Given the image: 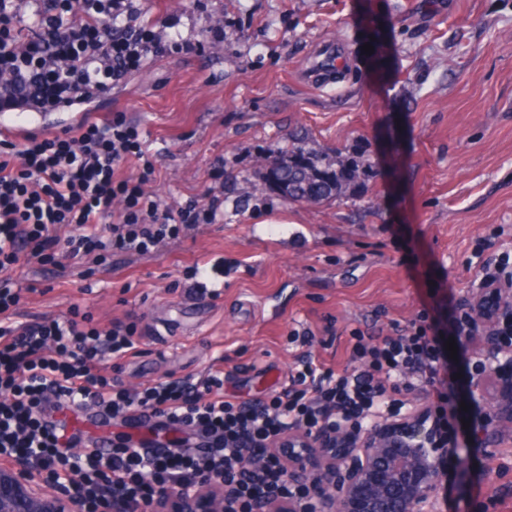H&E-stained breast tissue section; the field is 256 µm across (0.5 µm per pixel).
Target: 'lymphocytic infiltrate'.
<instances>
[{
	"label": "lymphocytic infiltrate",
	"mask_w": 512,
	"mask_h": 512,
	"mask_svg": "<svg viewBox=\"0 0 512 512\" xmlns=\"http://www.w3.org/2000/svg\"><path fill=\"white\" fill-rule=\"evenodd\" d=\"M142 13L141 0H0V96L55 104L119 84L169 49ZM28 19L32 35L16 38ZM156 172L138 126L120 112L29 134L0 153V459L41 456L46 476L88 512H107L115 499L151 504L156 486L190 471L214 476L230 512L261 500L289 512L296 497L281 473L293 459V427L307 428L303 454L337 456L346 436L402 413L399 393L435 375L440 351L420 324L358 329L348 365L335 369L314 356L316 335L306 330L287 388L242 398L225 394L223 373L210 370L126 389L110 366L135 345L134 325L121 318L102 323L75 306L11 324L25 290L7 277L21 260L96 265L107 252L146 254L215 222L223 164L200 197L174 207L156 193ZM74 406L100 409L114 427L111 441L86 440L78 461L62 453L77 433L54 418ZM247 454L262 467L245 469Z\"/></svg>",
	"instance_id": "lymphocytic-infiltrate-1"
}]
</instances>
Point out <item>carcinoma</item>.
Returning <instances> with one entry per match:
<instances>
[{
    "label": "carcinoma",
    "mask_w": 512,
    "mask_h": 512,
    "mask_svg": "<svg viewBox=\"0 0 512 512\" xmlns=\"http://www.w3.org/2000/svg\"><path fill=\"white\" fill-rule=\"evenodd\" d=\"M356 169L341 161L320 164L319 161L296 149L288 153V165L273 166L270 175L279 184L288 199L320 201L343 190L355 177Z\"/></svg>",
    "instance_id": "obj_1"
}]
</instances>
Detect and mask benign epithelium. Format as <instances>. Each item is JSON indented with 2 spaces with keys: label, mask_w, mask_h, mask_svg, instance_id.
<instances>
[{
  "label": "benign epithelium",
  "mask_w": 512,
  "mask_h": 512,
  "mask_svg": "<svg viewBox=\"0 0 512 512\" xmlns=\"http://www.w3.org/2000/svg\"><path fill=\"white\" fill-rule=\"evenodd\" d=\"M493 325L480 356L482 365L470 376V398L482 407L485 420L473 428L471 447L481 449L483 438L501 425L512 426V295L486 311L481 302L463 309L454 336L456 347L469 352L473 334L486 322ZM499 376L497 390L487 385V372ZM443 411L413 408L389 424L373 423L334 460L308 466L287 465L282 481L309 492L308 512H432L444 488L447 462L459 457L437 431ZM41 463L31 458L0 469V512H86L82 502L62 494L59 484L40 475ZM212 483L208 474L191 473L183 487L190 493L164 490L154 503H177L179 512H227L222 497L197 501L195 491Z\"/></svg>",
  "instance_id": "benign-epithelium-1"
}]
</instances>
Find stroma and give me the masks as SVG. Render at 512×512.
I'll list each match as a JSON object with an SVG mask.
<instances>
[{
	"instance_id": "35a3bbf8",
	"label": "stroma",
	"mask_w": 512,
	"mask_h": 512,
	"mask_svg": "<svg viewBox=\"0 0 512 512\" xmlns=\"http://www.w3.org/2000/svg\"><path fill=\"white\" fill-rule=\"evenodd\" d=\"M145 2V22L199 49L148 58L102 92L97 117L134 115L168 203L199 196L223 161L224 204L216 223L143 257L58 276L22 263L16 322L74 306L128 317L136 347L112 362L122 381L220 369L226 392L244 397L287 388L300 351L290 337L306 328L324 338L318 360L338 368L352 330L371 321L424 320L445 346L482 267L512 268V0ZM327 42L346 68L318 87L306 70ZM297 145L351 159L362 176L334 198L290 201L267 171ZM474 350L443 356L437 382L413 393L433 405L447 394L454 448L480 418L461 407ZM447 478L433 512H512V430Z\"/></svg>"
}]
</instances>
